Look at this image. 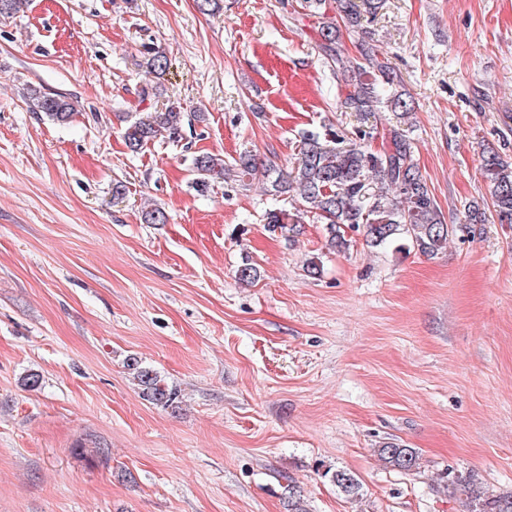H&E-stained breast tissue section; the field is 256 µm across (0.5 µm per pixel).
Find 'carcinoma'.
<instances>
[{"mask_svg":"<svg viewBox=\"0 0 512 512\" xmlns=\"http://www.w3.org/2000/svg\"><path fill=\"white\" fill-rule=\"evenodd\" d=\"M336 8L339 18L320 16L319 48L344 84L340 108L355 113L360 125L349 129L323 125L302 131L290 171L272 164L264 167L265 192L277 198L296 193L303 212L326 224L327 246L338 252L349 249L348 233L353 232L370 247L401 239L419 254L432 257L458 230L469 233L471 225L485 224L491 218L500 224H512V164L494 149L485 150L483 155L492 210L474 207L468 223L453 225L445 222L427 180L414 163L411 141L404 130H391L386 147L379 151L368 147L366 141L373 137L371 128L363 125L368 116L383 103L404 116L411 106L401 94L385 91L393 87V70L376 45H361L359 57L353 59L347 58L341 48V30L351 34L363 29V22L373 19L382 8V0H336ZM27 101L31 111L56 123L70 121L79 108L78 102L67 96L37 88L29 89ZM183 123V112L176 106L160 112H133L125 132L127 147L137 152L157 138L175 141L181 138ZM256 169L255 158L248 151L230 162L209 152H198L191 159L193 184L202 191L230 176H251ZM266 227L282 234L299 232L298 221L286 209L269 210ZM126 367L143 400L170 407L178 399V388L137 358H128ZM377 452L389 467L419 469V455L412 448L386 443ZM325 474L346 496L362 495V484L354 474L345 470H327ZM456 491L464 496V512H512V493L488 497L472 475L458 478Z\"/></svg>","mask_w":512,"mask_h":512,"instance_id":"obj_1","label":"carcinoma"}]
</instances>
